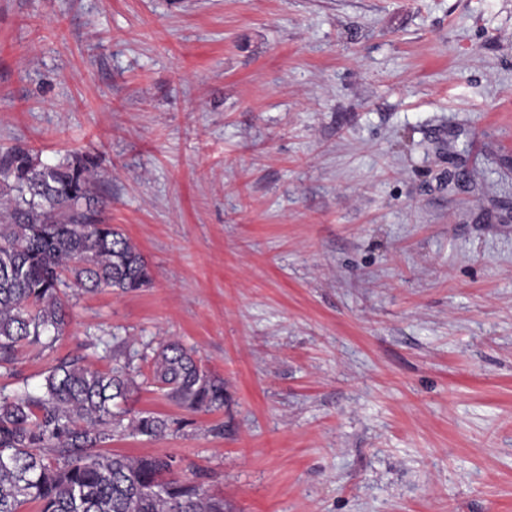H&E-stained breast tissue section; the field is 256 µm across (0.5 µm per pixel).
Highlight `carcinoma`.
Segmentation results:
<instances>
[{"mask_svg": "<svg viewBox=\"0 0 512 512\" xmlns=\"http://www.w3.org/2000/svg\"><path fill=\"white\" fill-rule=\"evenodd\" d=\"M99 182V163L86 154L48 163L21 145L0 151V368L23 344L63 334L68 277L87 291L151 284L143 255L102 218ZM150 372L184 408L224 404V381L177 340L159 346ZM135 386L125 366L102 372L72 359L50 368L40 392L0 395V512H224V501L174 476L173 458L103 451L116 433H167L164 418L126 406Z\"/></svg>", "mask_w": 512, "mask_h": 512, "instance_id": "1", "label": "carcinoma"}]
</instances>
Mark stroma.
I'll use <instances>...</instances> for the list:
<instances>
[{"instance_id":"stroma-1","label":"stroma","mask_w":512,"mask_h":512,"mask_svg":"<svg viewBox=\"0 0 512 512\" xmlns=\"http://www.w3.org/2000/svg\"><path fill=\"white\" fill-rule=\"evenodd\" d=\"M97 155L144 289H68L225 512H512V0H0V148ZM224 404L150 384L161 341Z\"/></svg>"}]
</instances>
